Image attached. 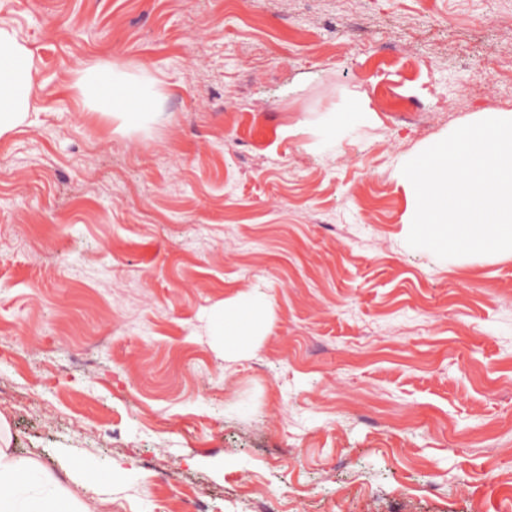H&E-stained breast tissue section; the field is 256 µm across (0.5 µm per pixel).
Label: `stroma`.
Segmentation results:
<instances>
[{
  "mask_svg": "<svg viewBox=\"0 0 512 512\" xmlns=\"http://www.w3.org/2000/svg\"><path fill=\"white\" fill-rule=\"evenodd\" d=\"M2 26L40 79L0 138L15 460L92 512H254L249 477L281 512H512V255L410 247L400 180L512 113V0H0ZM94 63L148 69L159 112L91 121L64 73ZM248 294L271 331L225 352L209 316Z\"/></svg>",
  "mask_w": 512,
  "mask_h": 512,
  "instance_id": "35a3bbf8",
  "label": "stroma"
}]
</instances>
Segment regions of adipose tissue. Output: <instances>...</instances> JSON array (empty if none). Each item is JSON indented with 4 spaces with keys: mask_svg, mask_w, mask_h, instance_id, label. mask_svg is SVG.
I'll return each instance as SVG.
<instances>
[{
    "mask_svg": "<svg viewBox=\"0 0 512 512\" xmlns=\"http://www.w3.org/2000/svg\"><path fill=\"white\" fill-rule=\"evenodd\" d=\"M38 69L33 51L19 42L14 32L0 27V138L28 125L38 107L34 93ZM72 88L88 111L103 117H120L132 125L155 112L159 94L153 78L109 64L78 67ZM264 305L255 300L234 301L213 312L211 324L230 352L251 347L255 337L267 335L269 321L263 318ZM25 473L0 448V512H89L72 491L48 490L27 495Z\"/></svg>",
    "mask_w": 512,
    "mask_h": 512,
    "instance_id": "adipose-tissue-1",
    "label": "adipose tissue"
}]
</instances>
